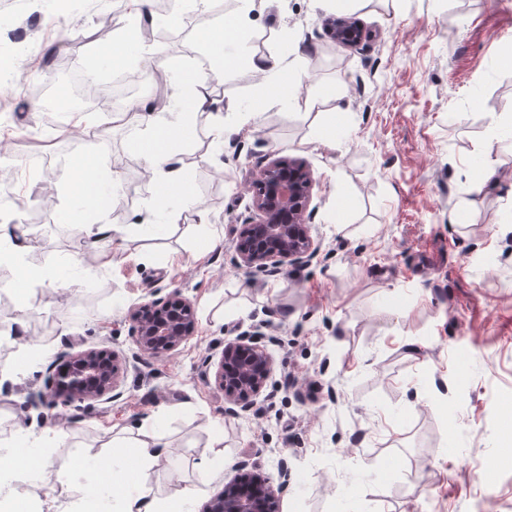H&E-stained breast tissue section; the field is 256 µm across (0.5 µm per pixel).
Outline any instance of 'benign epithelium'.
I'll use <instances>...</instances> for the list:
<instances>
[{"instance_id": "benign-epithelium-1", "label": "benign epithelium", "mask_w": 512, "mask_h": 512, "mask_svg": "<svg viewBox=\"0 0 512 512\" xmlns=\"http://www.w3.org/2000/svg\"><path fill=\"white\" fill-rule=\"evenodd\" d=\"M324 28L336 45L356 48L369 33L352 17L330 15ZM314 177L295 158L271 159L247 187L257 212L255 221L239 228L235 242L238 266L252 274L271 276L285 262L308 265L319 260L321 242L310 224ZM136 352L132 358L158 357L179 350L197 328L194 304L176 294L153 300L129 311ZM273 371L269 349L243 332L224 344L216 379L224 390L228 411L241 416L251 411L266 389ZM123 372L119 356L89 349L68 357L56 367L53 384L69 402H110L121 395ZM283 481L278 489L247 464L224 485V492L208 503L206 512H280L279 493L288 484V461L279 462Z\"/></svg>"}]
</instances>
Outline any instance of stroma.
<instances>
[{
  "label": "stroma",
  "instance_id": "stroma-1",
  "mask_svg": "<svg viewBox=\"0 0 512 512\" xmlns=\"http://www.w3.org/2000/svg\"><path fill=\"white\" fill-rule=\"evenodd\" d=\"M247 12L242 56L276 60L293 92L225 70L215 112L183 111L176 77L210 73L198 28ZM168 42L102 55V10L85 0H0V218L33 242L26 263L44 280L23 296L15 267L0 265V440L20 429H60L57 458L102 453L112 433L161 418L171 444L146 483L161 498L200 481L206 429L224 431V479L241 461L281 482V512H512V163L482 172L488 128L512 114V0H180ZM344 14L373 33L336 46L323 17ZM27 32L17 44L5 34ZM167 64L150 78L144 58ZM96 58L95 81L121 72L133 99L183 112L187 192L160 193L133 146L138 118L69 110L70 67ZM340 120L335 145L324 124ZM230 129L218 136V126ZM96 159L116 179L97 207L72 163ZM275 157L314 176L312 223L325 260L284 264L255 277L238 267L239 225L255 220L246 186ZM462 209L451 224L448 214ZM114 226L123 252L100 266L110 241L88 248L73 210ZM205 220H198L196 210ZM188 297L198 326L180 350L131 362L128 312L172 292ZM269 339L274 371L251 412L224 411L214 374L225 341ZM85 349L127 356L122 397L66 403L47 388L57 358ZM350 496H343V489Z\"/></svg>",
  "mask_w": 512,
  "mask_h": 512
}]
</instances>
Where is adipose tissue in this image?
Returning <instances> with one entry per match:
<instances>
[{
    "label": "adipose tissue",
    "instance_id": "obj_1",
    "mask_svg": "<svg viewBox=\"0 0 512 512\" xmlns=\"http://www.w3.org/2000/svg\"><path fill=\"white\" fill-rule=\"evenodd\" d=\"M249 35L244 19L221 27L204 26L196 33L197 42L219 58L221 65L213 69L211 77L222 76L224 69L238 65L235 55L228 53L230 45L244 42ZM143 129L136 140L153 173L170 188L183 189L181 169L169 149L173 138L179 135L178 125L168 122L163 112L148 102L136 106ZM158 421L138 426L135 435L121 442L126 453L116 460L105 455L91 459H58L49 455L46 444L49 434L26 432L10 443L0 446V457L6 458L8 469H0V512H30L19 499L20 485L37 480L44 472L54 471L59 482L67 488L65 501H47L41 512H87L92 504L103 503L117 496V512H194V504L201 494L195 486L179 489L167 499H159L149 489L143 475L159 465L170 454V446L158 432ZM95 471V478L77 481L78 473Z\"/></svg>",
    "mask_w": 512,
    "mask_h": 512
}]
</instances>
